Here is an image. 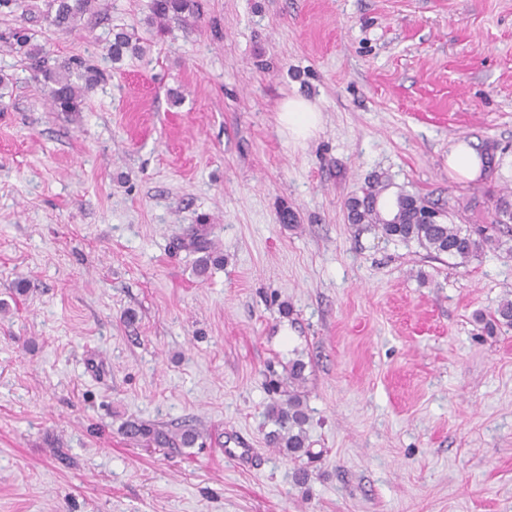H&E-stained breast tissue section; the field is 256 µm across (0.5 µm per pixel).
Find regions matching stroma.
Segmentation results:
<instances>
[{
  "instance_id": "1",
  "label": "stroma",
  "mask_w": 512,
  "mask_h": 512,
  "mask_svg": "<svg viewBox=\"0 0 512 512\" xmlns=\"http://www.w3.org/2000/svg\"><path fill=\"white\" fill-rule=\"evenodd\" d=\"M201 3L163 34L150 0H97L69 33L0 15L109 75L55 112L0 43V512H512V328L475 319L512 299V241L456 265L346 208L382 178L490 223L512 0ZM119 27L141 53L115 63ZM290 96L322 113L303 145ZM472 140L496 150L468 180L448 153ZM296 356L298 462L266 442L269 373ZM130 420L200 437L148 452ZM277 120L290 140L304 144L320 129L322 114L310 100L288 97L279 106Z\"/></svg>"
}]
</instances>
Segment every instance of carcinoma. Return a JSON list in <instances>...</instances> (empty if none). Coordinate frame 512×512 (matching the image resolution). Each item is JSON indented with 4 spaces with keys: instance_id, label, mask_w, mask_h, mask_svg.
I'll return each mask as SVG.
<instances>
[{
    "instance_id": "cac0c4a2",
    "label": "carcinoma",
    "mask_w": 512,
    "mask_h": 512,
    "mask_svg": "<svg viewBox=\"0 0 512 512\" xmlns=\"http://www.w3.org/2000/svg\"><path fill=\"white\" fill-rule=\"evenodd\" d=\"M95 0H46L43 19L60 31H69L83 15L90 12ZM32 10L30 0H0V15ZM197 0H152L151 22L165 26L170 21H183L188 17L199 18ZM134 34L123 30L114 33L110 44L112 57L119 58L126 52H138L133 42ZM4 42L23 57L32 78L48 88L51 107L56 112H80L86 93L106 81V74L81 56H72L49 64L43 49L31 42L22 30L10 29L0 33ZM388 184L376 181L365 190L362 197L348 201V219L352 224H363L386 237L403 241H416L435 255H446L464 265L478 256L487 245L500 244L503 236H512V199L501 196L496 203L491 224L463 228L458 224L437 222L429 224L424 219L431 206L413 195L400 192L394 204L383 209L380 199ZM512 327V300H504L485 328L494 332L498 327ZM306 364L300 359L288 361V388L280 380L271 381L272 393L278 398L270 405L268 416L276 426L269 435V443L286 457L297 461L311 456L307 425L310 416L299 388L306 381ZM127 437L151 448H189L198 438L191 427L164 430L152 424L131 421L127 424Z\"/></svg>"
}]
</instances>
